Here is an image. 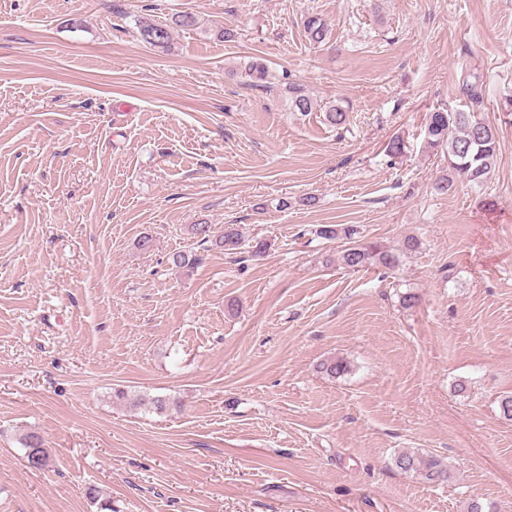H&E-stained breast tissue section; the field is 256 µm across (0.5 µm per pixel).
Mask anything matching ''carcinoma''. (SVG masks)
Returning a JSON list of instances; mask_svg holds the SVG:
<instances>
[{"instance_id":"obj_1","label":"carcinoma","mask_w":512,"mask_h":512,"mask_svg":"<svg viewBox=\"0 0 512 512\" xmlns=\"http://www.w3.org/2000/svg\"><path fill=\"white\" fill-rule=\"evenodd\" d=\"M199 25L198 18L189 12H181L172 17L168 23L141 22L138 34L147 44L152 39L161 41V46L170 44L172 30L175 28H191ZM302 27L310 44L320 46L327 43L332 32L326 21L315 13L303 16ZM250 78V85L266 87L269 79L267 66L258 61L249 63L245 68ZM462 92L473 108L483 103L482 83L478 76L471 74L462 81ZM290 107L295 112L313 111V101L303 88L291 84L288 86ZM325 119L329 124L342 127L348 121L349 108L339 104H331L324 108ZM425 144L431 151L443 153L448 158V174L438 184V188L447 191L454 181L464 179L480 186L488 178L495 164L499 148V129L491 123L476 117L475 113L464 110L448 112L437 110L430 113L425 132ZM189 233L201 243L212 242L226 251L241 249L242 237L234 224L224 225V231L217 238H211V225L193 224ZM357 230L352 226L338 227L334 224L321 226L317 235L327 240L337 238L352 240ZM341 261L349 268H363L367 265L379 264L385 268L398 265L399 257L383 249L376 243L351 245L341 251ZM25 457H38L39 468L48 466L50 453L44 447L42 438L36 433H28L23 438ZM397 468L405 473L415 474L427 481H445L448 479V465L439 457L406 451L398 454L395 459Z\"/></svg>"}]
</instances>
